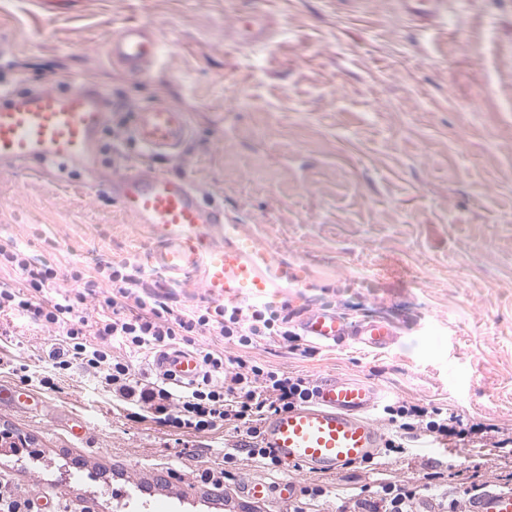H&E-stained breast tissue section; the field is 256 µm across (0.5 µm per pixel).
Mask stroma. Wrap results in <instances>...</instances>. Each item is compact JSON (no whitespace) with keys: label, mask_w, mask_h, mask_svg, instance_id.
<instances>
[{"label":"stroma","mask_w":512,"mask_h":512,"mask_svg":"<svg viewBox=\"0 0 512 512\" xmlns=\"http://www.w3.org/2000/svg\"><path fill=\"white\" fill-rule=\"evenodd\" d=\"M262 14L267 45L230 35L235 16ZM139 23L164 44L146 73L112 61V31ZM104 90L114 107L99 147V176L146 162L189 179L258 244L307 271V285L272 296L274 309L334 306L351 318L384 316L399 329L385 351L312 352L264 341L247 357L316 381L365 377L387 401L450 408L512 428V0H464L446 24L424 29L398 0H0V85L67 86L70 75ZM166 102L187 112L181 152L143 160L131 130L138 110ZM55 240L46 247L44 238ZM16 241L58 271L101 259L145 261L149 230L90 177L61 165L36 175L0 170V243ZM170 305L205 301L199 282L148 272ZM47 330L0 317V353L41 366ZM31 413L0 405V478L37 498L41 512L73 501L113 512L112 497L188 494L198 512H289L283 480L355 490L376 473L421 484L502 485L512 458L462 441L438 456L407 449L339 475L296 466L267 471L239 456L237 487L214 495L199 471L224 462V431L175 440L122 406L76 368ZM88 425L85 441L67 432ZM260 480L265 505L239 484Z\"/></svg>","instance_id":"35a3bbf8"}]
</instances>
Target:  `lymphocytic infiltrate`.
I'll use <instances>...</instances> for the list:
<instances>
[{"label":"lymphocytic infiltrate","mask_w":512,"mask_h":512,"mask_svg":"<svg viewBox=\"0 0 512 512\" xmlns=\"http://www.w3.org/2000/svg\"><path fill=\"white\" fill-rule=\"evenodd\" d=\"M17 271L22 287L0 283V313L6 312L54 334L46 352L44 370L11 365L25 385L52 390L58 378L73 368L92 373L98 383L123 403L129 418L153 420L174 434L201 435L221 425L242 432L244 441L225 445L220 469H205L201 478L213 488H223L234 475L229 466L247 454L260 467L274 469L280 461L273 449L263 447V421L309 400L314 385L308 378L270 369L259 362L231 357L223 352L198 349L204 368L200 383L178 388L166 382L136 376L131 355L160 346L191 343L209 333L241 348L259 341L296 342L287 317L260 303H207L183 311L161 296L143 290V270L138 262L98 261L93 272L74 268L67 277L73 289L57 292L59 274L35 262L16 244H0V268ZM107 283L109 297L96 300L98 283ZM386 420L400 434L449 445L470 440L482 448L512 447V430L482 422H468L441 407L394 402L383 408ZM418 493L405 481L381 480L375 487L342 501L339 512H414Z\"/></svg>","instance_id":"lymphocytic-infiltrate-1"}]
</instances>
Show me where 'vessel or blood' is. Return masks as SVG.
<instances>
[{
  "label": "vessel or blood",
  "mask_w": 512,
  "mask_h": 512,
  "mask_svg": "<svg viewBox=\"0 0 512 512\" xmlns=\"http://www.w3.org/2000/svg\"><path fill=\"white\" fill-rule=\"evenodd\" d=\"M445 0H401L409 19L438 26ZM243 43L269 40L264 16L237 20ZM113 61L139 74L163 52L162 42L137 24H127L107 40ZM108 96L74 81L66 90L25 93L0 90V165L23 162L44 170L64 161L85 173L98 171L97 142L107 124ZM189 135L188 116L176 107L157 104L136 114L132 131L143 155L178 149ZM114 202L136 223L146 225L154 241L150 265L171 278H200L215 300L259 301L272 293L305 284L302 267L260 248L253 235L224 220L223 207L205 203L186 178L129 168L105 184ZM295 325L311 342L334 348L347 343L369 351L398 341L393 325L382 318L349 320L336 309L315 306L301 311ZM154 368L169 383L194 384L202 374L198 357L186 350L157 352ZM380 402L370 382L344 376L322 378L312 402L271 415L262 426L265 447L283 464L312 473L342 474L374 460L387 435L371 418ZM471 512H512V492L486 489Z\"/></svg>",
  "instance_id": "obj_1"
}]
</instances>
